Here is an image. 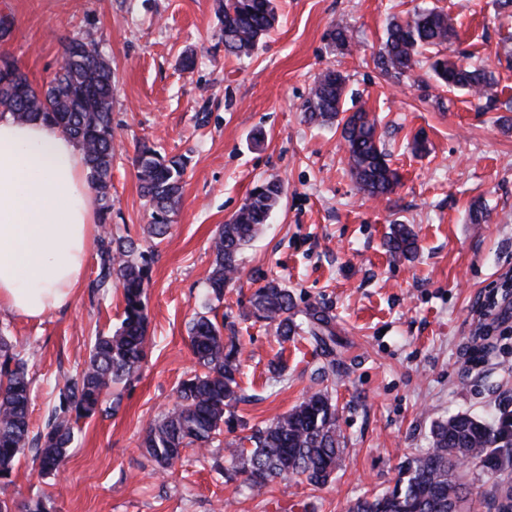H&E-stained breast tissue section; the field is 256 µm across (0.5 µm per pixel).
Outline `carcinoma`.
<instances>
[{
  "label": "carcinoma",
  "instance_id": "1",
  "mask_svg": "<svg viewBox=\"0 0 512 512\" xmlns=\"http://www.w3.org/2000/svg\"><path fill=\"white\" fill-rule=\"evenodd\" d=\"M221 35L224 51L247 57L274 26L276 0H222ZM453 36L448 16L434 8H423L405 19L391 18L382 47L373 55L380 71L396 80L407 78L426 50L444 45ZM329 37L344 52L351 47L345 26L334 27ZM436 81L450 91L464 90L492 99L493 77L478 66L453 62L436 53L430 57ZM347 77L327 69L316 79L302 106L306 122L319 126H341L347 148V165L359 188L372 197L390 193L397 173L377 135L375 121L358 110L345 117ZM112 66L99 44L72 38L64 45L62 61L45 88L33 86L15 60L0 55V109L19 120L39 118L68 134L82 149L92 189L100 202L102 235L98 241V267L90 288L105 292L122 288L124 318L112 334L95 338L88 361L60 389L58 404L44 427L30 434L31 380L27 360L17 345L0 335V482H11L14 464L25 449L35 451L40 471H60L68 461L81 419L102 412L103 396L112 386L133 377L146 356V267L144 253L130 237L116 236L105 225L112 211ZM188 157L166 158L143 145L135 157L142 197L150 210L148 233L161 239L169 229L170 214L181 200L182 177ZM283 193L282 182L264 180L250 193L231 222L214 237L213 268L207 279V302L188 328L192 352L202 372L182 381L177 405L155 420L142 440L145 455L162 469H172L186 448L206 450L224 425L235 418L242 401L239 375L242 351L236 337L224 335L234 322L210 317L213 302L224 300V288L240 270V256L263 226ZM395 256H408L417 249L415 234L404 224L393 227L387 241ZM245 318L263 322L282 341L306 334L329 357L321 367V380L336 375V359L327 347L333 335L330 315L315 307L296 310L288 289L274 279L257 288ZM509 432V418L500 426L468 413H458L434 422L428 451L402 466L394 487L374 498H359L349 512H462L470 493L471 466L498 469L500 443ZM224 478L239 476L251 490L261 491L277 478L298 477L320 488L328 484L345 455L338 432L336 403L329 386L305 393L288 412L228 444Z\"/></svg>",
  "mask_w": 512,
  "mask_h": 512
}]
</instances>
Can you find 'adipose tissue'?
I'll return each mask as SVG.
<instances>
[{"label": "adipose tissue", "instance_id": "adipose-tissue-1", "mask_svg": "<svg viewBox=\"0 0 512 512\" xmlns=\"http://www.w3.org/2000/svg\"><path fill=\"white\" fill-rule=\"evenodd\" d=\"M97 222L77 143L0 113V308L38 319L67 306Z\"/></svg>", "mask_w": 512, "mask_h": 512}]
</instances>
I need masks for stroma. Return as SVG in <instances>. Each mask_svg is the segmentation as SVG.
<instances>
[{
  "mask_svg": "<svg viewBox=\"0 0 512 512\" xmlns=\"http://www.w3.org/2000/svg\"><path fill=\"white\" fill-rule=\"evenodd\" d=\"M278 21L251 57L226 56L219 0H0L11 32L0 53L13 57L34 86L57 70L66 39L98 42L112 63L114 234L149 258L150 344L138 376L114 385L121 407L80 421L72 456L58 473L40 474L20 456L0 499L12 507L43 498L50 512H347L362 497L394 485L408 459L429 446L434 421L460 411L493 419L512 411V322L490 338L487 361H468L480 299H494L512 268V8L495 0H277ZM446 13L455 29L441 51L485 67L495 105L448 91L420 62L397 82L373 64L388 17L415 7ZM349 27L354 48L335 49L328 33ZM193 69H183L184 54ZM328 68L347 76L345 109L378 123L400 182L384 196L364 194L346 164L337 126L303 119L302 104ZM262 133L255 141L254 133ZM189 156L183 197L167 235L152 238L135 156L141 145ZM275 177L284 194L242 254L224 290L221 313L242 344L239 423L225 426L210 453L186 449L175 469L144 454L151 423L171 410L181 381L199 366L188 323L206 300L212 241L249 193ZM485 218L473 222L475 210ZM396 224L418 239L412 259L390 256ZM97 254L67 307L38 320L0 311V334L25 349L32 380L30 423L42 427L66 376L80 370L99 335L123 318L120 289L91 291ZM279 279L297 309L332 316L335 396L347 454L326 486L279 479L250 494L212 467L228 442L297 405L324 358L306 337L279 342L247 319L249 299ZM285 371L274 378L270 361Z\"/></svg>",
  "mask_w": 512,
  "mask_h": 512,
  "instance_id": "1",
  "label": "stroma"
}]
</instances>
